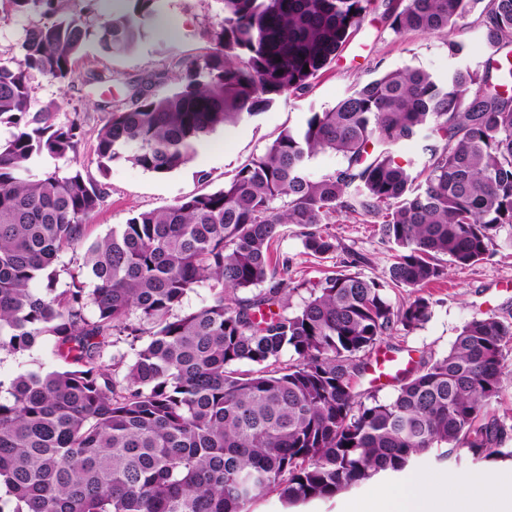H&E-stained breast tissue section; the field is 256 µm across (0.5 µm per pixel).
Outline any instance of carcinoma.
<instances>
[{"mask_svg": "<svg viewBox=\"0 0 512 512\" xmlns=\"http://www.w3.org/2000/svg\"><path fill=\"white\" fill-rule=\"evenodd\" d=\"M97 0H0L5 16H40L21 58L0 59V351L48 336L61 370L0 381V485L10 512H248L275 492L286 503L329 498L419 455L499 449L512 432L490 409L506 375L512 322L474 317L448 353L405 371L381 401L358 390L372 351L431 315L415 291L466 266L512 227V0H488L481 27L491 56L440 79L406 67L359 86L306 125L286 129L224 187L140 212L85 245L106 183L78 168L30 174L36 156L71 159L82 127L53 123L55 104L31 111L30 76L61 84L89 35ZM158 0H130L101 18L108 52L154 32ZM210 52L176 85L128 79L127 99L97 135L102 176L124 159L158 174L189 163L220 127L296 96L359 30L373 0H221ZM482 0H388L396 33L451 34ZM309 71H303V68ZM421 144L423 162L397 160ZM341 158L315 177L318 154ZM379 225L393 262L380 277H325L297 309L289 260L272 245L297 227L307 255L336 253L338 212ZM70 251L94 286L72 277L46 296L31 288ZM207 284L202 306L187 295ZM262 288L251 298L238 292ZM147 341L130 360L107 356L108 337ZM289 359H283L285 353ZM241 364L251 368L242 370Z\"/></svg>", "mask_w": 512, "mask_h": 512, "instance_id": "carcinoma-1", "label": "carcinoma"}]
</instances>
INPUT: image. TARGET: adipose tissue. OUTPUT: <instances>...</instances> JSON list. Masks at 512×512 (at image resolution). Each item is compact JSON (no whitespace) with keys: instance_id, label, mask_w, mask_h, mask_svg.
Here are the masks:
<instances>
[{"instance_id":"adipose-tissue-1","label":"adipose tissue","mask_w":512,"mask_h":512,"mask_svg":"<svg viewBox=\"0 0 512 512\" xmlns=\"http://www.w3.org/2000/svg\"><path fill=\"white\" fill-rule=\"evenodd\" d=\"M347 512H512V488H496L489 476L458 482L453 495L430 491L420 475L381 490L362 503H350Z\"/></svg>"}]
</instances>
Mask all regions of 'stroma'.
Segmentation results:
<instances>
[{
  "mask_svg": "<svg viewBox=\"0 0 512 512\" xmlns=\"http://www.w3.org/2000/svg\"><path fill=\"white\" fill-rule=\"evenodd\" d=\"M384 7L376 0L359 31L336 58L315 78L309 90L300 96L280 100L271 109L237 126L217 129L199 148L194 159L167 174L142 170L132 163L113 162L108 176H101L94 153L97 134L108 114L100 107L103 90L87 81L90 73L110 74L116 78H162L173 84L185 62L205 54L210 48L208 32L223 17L221 0H159L158 34L130 53L104 52L96 37H89L75 63L72 83L62 85L44 75L32 74V110L57 103L56 125L79 120L84 137L75 162L84 175L105 179L108 194L89 223L88 238L96 240L112 228L125 224L139 212L157 210L186 197L221 189L242 165L264 152L285 129L305 125L312 113L332 107L353 88L398 68H421L437 77L448 73L447 39L463 42L470 63L485 59L479 12H472L463 27L452 35L419 32L397 33L383 18ZM329 230L339 247L334 255L316 259L306 255L302 242L288 234L277 246L280 256L289 258L288 277L296 283L313 286L341 267L348 254L360 256L356 272L369 277L381 276L392 256L382 244L377 225L363 217L339 213ZM501 244L492 247L483 260L468 266L448 265L446 275L422 290L432 314L422 326L385 338L374 352V359L395 356L410 362L423 357L436 359L447 354L463 325L488 314L512 321V228H503ZM61 362L52 353V341L43 338L31 350L13 354L0 352V379L10 380L18 373L36 369L51 371ZM503 448L505 454L491 461H476L460 449L448 459L434 456L420 459L411 473L430 478L434 492L450 490L465 475L489 474L501 487L512 486V437ZM402 475L381 474L356 487L327 499L284 503L276 494L260 497L250 512H344L351 500L371 497L378 491L398 485Z\"/></svg>",
  "mask_w": 512,
  "mask_h": 512,
  "instance_id": "stroma-1",
  "label": "stroma"
}]
</instances>
